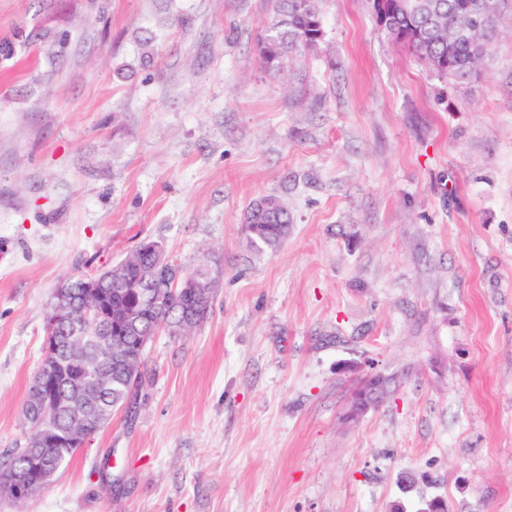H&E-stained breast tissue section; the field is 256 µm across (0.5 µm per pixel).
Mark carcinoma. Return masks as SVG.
<instances>
[{
	"mask_svg": "<svg viewBox=\"0 0 512 512\" xmlns=\"http://www.w3.org/2000/svg\"><path fill=\"white\" fill-rule=\"evenodd\" d=\"M469 0H402L403 5H415L419 9L421 33L417 34L404 25L403 14L394 17L392 25L384 32L396 43L407 48L424 61L437 74L448 75L459 80L472 76L476 65L488 55L495 34L499 0L489 2V10L484 15L472 16L473 32L459 37L454 44L453 55H448V16L454 14L458 6ZM269 17L262 38L259 56L263 63L271 64L267 56L269 46H278L277 57L281 58L297 50H310L318 45L305 37L310 20L321 17L319 0H268ZM450 56L448 62L442 58ZM245 223L261 225L267 247L278 249L285 240L279 226L290 224L288 210L274 197H266L252 203L246 213ZM183 275L179 266L172 263L160 264L159 255L147 247L137 248L130 256L111 268L92 275L98 283L99 294L90 296L84 284L86 278L71 281V292L76 302L92 304L99 302L111 307L112 322L104 323L95 329H84L78 334L60 329L55 332L57 349L55 358L65 361L71 353L81 352L91 365V378L86 387L91 392L89 402L76 408H61L55 416V425L61 430L73 429L88 436L97 434L111 421L118 410L128 412L134 409V393L149 374L146 357L130 369L114 352L107 357L101 350V340L110 336L116 343L127 342L136 347L144 338H150L164 328L177 336L185 328V320L194 317L202 320L215 303L216 295L201 304L188 296L187 291L174 290L173 280ZM135 281L146 293L141 308V321L137 335L130 336L121 325L123 308L126 306L131 289L121 287V280ZM43 454L48 463L64 456L63 466H68L75 451L68 448L39 449L35 447L34 435H29L26 446L0 453V482L10 473L26 469V457L33 453ZM27 481L45 488L42 470L26 469Z\"/></svg>",
	"mask_w": 512,
	"mask_h": 512,
	"instance_id": "obj_1",
	"label": "carcinoma"
}]
</instances>
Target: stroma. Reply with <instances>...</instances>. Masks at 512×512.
I'll list each match as a JSON object with an SVG mask.
<instances>
[{
    "label": "stroma",
    "mask_w": 512,
    "mask_h": 512,
    "mask_svg": "<svg viewBox=\"0 0 512 512\" xmlns=\"http://www.w3.org/2000/svg\"><path fill=\"white\" fill-rule=\"evenodd\" d=\"M320 7L271 68L265 0H0V452L61 281L145 240L221 271L134 413L0 512H512V0L465 81L370 0ZM269 196L290 232L258 253ZM269 202L271 205L264 208L262 205ZM247 224H263L259 225L265 236L266 244L263 247H267L270 250L278 249L285 238L288 236V229L285 234L282 235L279 232V225L290 224V217L288 210L282 205V203L274 197H266L252 203L246 213L244 230H246ZM388 379L380 374L367 377L353 392L349 401L348 417H358L375 407L385 392Z\"/></svg>",
    "instance_id": "1"
}]
</instances>
